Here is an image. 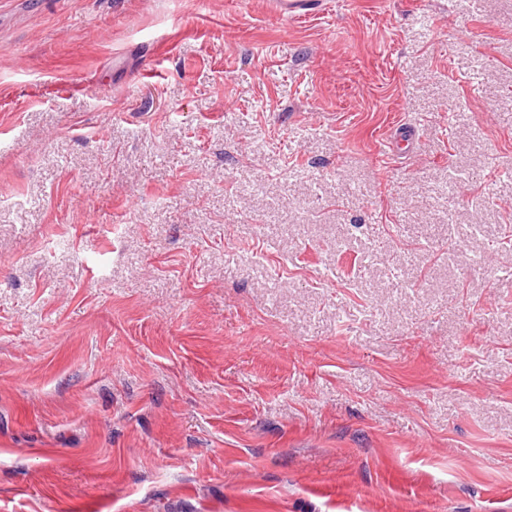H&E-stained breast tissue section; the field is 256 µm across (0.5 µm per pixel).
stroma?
Returning a JSON list of instances; mask_svg holds the SVG:
<instances>
[{
	"mask_svg": "<svg viewBox=\"0 0 512 512\" xmlns=\"http://www.w3.org/2000/svg\"><path fill=\"white\" fill-rule=\"evenodd\" d=\"M331 2L0 0V512H512V0ZM330 4L325 0H271V9L283 20L303 19L323 11Z\"/></svg>",
	"mask_w": 512,
	"mask_h": 512,
	"instance_id": "obj_1",
	"label": "stroma"
}]
</instances>
